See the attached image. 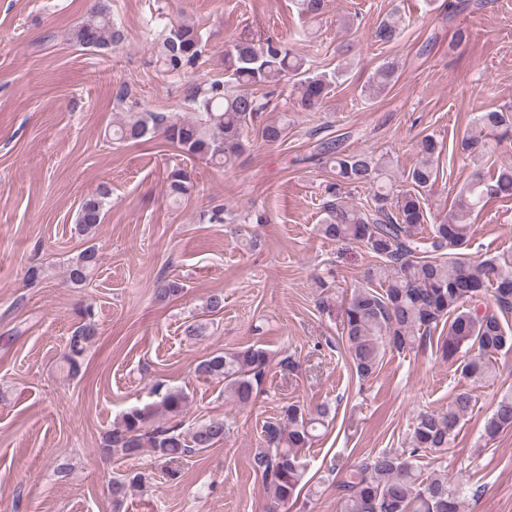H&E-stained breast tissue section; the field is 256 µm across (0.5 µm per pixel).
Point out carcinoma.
<instances>
[{
    "mask_svg": "<svg viewBox=\"0 0 512 512\" xmlns=\"http://www.w3.org/2000/svg\"><path fill=\"white\" fill-rule=\"evenodd\" d=\"M402 33L400 20H382L376 41L394 43ZM75 45L106 52L120 44L122 31L112 20L107 0H94L86 18L71 33ZM204 43L198 29L179 24L159 43L156 62L163 71L180 74L195 66ZM350 46L336 49V67L313 68L303 56L280 40L255 44L240 41L224 53V79L197 89L191 98L193 113L179 118L171 113L144 111L129 116L114 130L120 141L151 139L159 135L170 141L183 156L222 166L246 145V131L253 119L267 107L257 90L283 85L291 88L293 104L303 112H318L338 81L351 66ZM397 65L384 61L373 71L369 93H384L394 82ZM288 129V113L267 123L262 139L280 142ZM512 138V111L481 112L473 127L462 137L458 150L476 170L456 192L448 212V223H427L426 198L437 179L440 143L428 135L419 144L420 160L402 175L407 187L392 182L388 161L365 152L344 153L333 142L321 143L336 175L326 189L323 202L325 223L318 225L326 239L362 243L379 262L364 271L363 284L346 300L342 338L361 379L371 377L386 351L402 352L415 347L418 339L446 326L441 337L442 354L475 383L495 380L494 355L512 350V251L485 260L464 253L473 234L471 216L492 199L512 198V165L497 172L480 169L492 144ZM363 188L365 201H349L347 189ZM167 198L173 204L189 199L196 190L191 171L177 164L165 173ZM111 189L103 182L85 197L75 220L76 232L91 237L109 204ZM92 246L81 250L67 265L68 281L83 284L98 266ZM181 283L169 280L156 289L165 301L179 295ZM83 323L68 343L64 359L68 372L78 373L86 345L96 334L91 307L80 310ZM269 365L267 351L249 346L230 354H216L200 361L197 376L224 383V391L237 402L247 404L261 385ZM189 396L168 388L160 399L142 408L125 411L106 435L105 451L127 457L151 448L161 458L179 459L224 442V420L211 419L187 430L169 424L184 414ZM473 398L459 392L448 409L422 411L413 423L409 446L401 451H382L360 460L336 480L340 512H461L463 487L448 480V474L434 469L424 472L415 463L423 452L446 448L455 440L460 424L471 413ZM329 416L322 406L311 413L296 403L282 407L280 421L265 427L267 447L260 448L253 465L262 471L272 489L277 508L298 501L305 481L307 463L302 450L310 447ZM512 430V390L501 393L482 431L485 441L495 440ZM142 471H132L112 482V498L121 506L128 488L147 482Z\"/></svg>",
    "mask_w": 512,
    "mask_h": 512,
    "instance_id": "carcinoma-1",
    "label": "carcinoma"
}]
</instances>
